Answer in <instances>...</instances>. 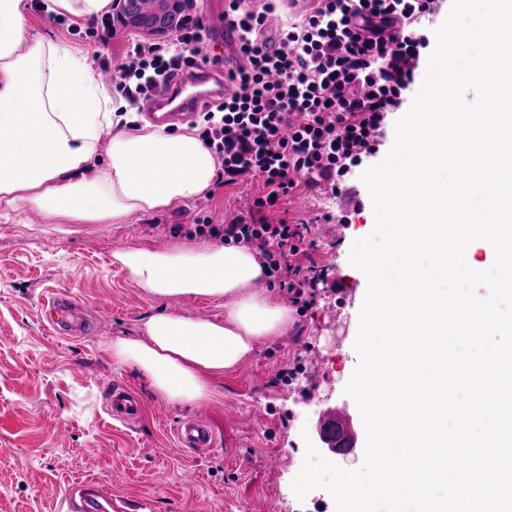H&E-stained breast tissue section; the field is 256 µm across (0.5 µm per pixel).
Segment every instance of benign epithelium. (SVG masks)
Returning a JSON list of instances; mask_svg holds the SVG:
<instances>
[{
	"instance_id": "obj_1",
	"label": "benign epithelium",
	"mask_w": 512,
	"mask_h": 512,
	"mask_svg": "<svg viewBox=\"0 0 512 512\" xmlns=\"http://www.w3.org/2000/svg\"><path fill=\"white\" fill-rule=\"evenodd\" d=\"M141 2L112 0V12L116 15L117 23L142 30L158 39L182 29L195 7V0H152L151 9L145 12Z\"/></svg>"
}]
</instances>
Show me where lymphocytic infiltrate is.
Here are the masks:
<instances>
[{
	"mask_svg": "<svg viewBox=\"0 0 512 512\" xmlns=\"http://www.w3.org/2000/svg\"><path fill=\"white\" fill-rule=\"evenodd\" d=\"M282 0H225L224 16L241 37V63L229 70L232 90L201 116L203 141L214 150L224 182L249 173L265 192L227 224H200L199 233L224 244L254 246L274 285L293 306L309 299L299 274L310 258L297 243V226L269 223L267 212L299 188L338 187L349 167L372 151L387 112L414 82L428 40L421 28L440 0H317L294 23L268 36V13ZM205 42L190 21L167 47L131 42L120 89L131 102L197 66Z\"/></svg>",
	"mask_w": 512,
	"mask_h": 512,
	"instance_id": "lymphocytic-infiltrate-1",
	"label": "lymphocytic infiltrate"
}]
</instances>
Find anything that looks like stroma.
<instances>
[{
    "instance_id": "35a3bbf8",
    "label": "stroma",
    "mask_w": 512,
    "mask_h": 512,
    "mask_svg": "<svg viewBox=\"0 0 512 512\" xmlns=\"http://www.w3.org/2000/svg\"><path fill=\"white\" fill-rule=\"evenodd\" d=\"M28 25L32 34L86 53L94 65L103 57L120 65L128 42L143 38L121 26L104 45L91 37V21L71 27L49 11L30 12ZM411 102L404 97L386 115L374 153L351 168L340 195L300 190L269 212L271 223L300 225L314 245L300 272L314 284L311 303L293 314L286 333L260 339L242 364L225 371L216 397L194 406L158 396L136 371L113 363L105 345L138 335L159 311L223 316V301L148 298L113 264L112 253L128 244L163 251L193 243L189 228L230 223L239 199L260 191L258 179L216 185L181 209L135 213L123 224H59L26 207L1 217L0 512H65V490L85 480L122 502H148V512H288L296 502L306 512H336L323 489L297 500L292 481L305 458L304 434H315L323 413L347 401L367 289L349 254L375 224L360 176L386 156ZM54 290L88 306L100 322L97 335L62 339L47 331L44 300ZM117 381L142 403L133 424L112 421L105 411V395ZM194 413L218 436L210 455L184 452L175 440L176 423ZM90 448L95 458H88Z\"/></svg>"
}]
</instances>
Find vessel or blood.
I'll use <instances>...</instances> for the list:
<instances>
[{
	"mask_svg": "<svg viewBox=\"0 0 512 512\" xmlns=\"http://www.w3.org/2000/svg\"><path fill=\"white\" fill-rule=\"evenodd\" d=\"M229 85L220 72L194 68L181 73L169 85L154 90L145 102L146 118L157 125H172L192 120L207 103H215L227 94ZM51 315L45 321L50 333L57 336L84 335L88 323L77 311L72 299L54 293L49 299ZM113 417L129 420L140 412L138 400L121 385H113L107 397ZM321 425L328 447L341 449L356 445V434L344 409H327ZM174 434L184 449L213 450L218 439L209 423L201 418L181 421ZM66 512H114L111 492L87 482L72 485L65 494Z\"/></svg>",
	"mask_w": 512,
	"mask_h": 512,
	"instance_id": "obj_1",
	"label": "vessel or blood"
}]
</instances>
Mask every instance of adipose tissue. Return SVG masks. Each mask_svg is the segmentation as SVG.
Masks as SVG:
<instances>
[{
	"label": "adipose tissue",
	"mask_w": 512,
	"mask_h": 512,
	"mask_svg": "<svg viewBox=\"0 0 512 512\" xmlns=\"http://www.w3.org/2000/svg\"><path fill=\"white\" fill-rule=\"evenodd\" d=\"M121 110L87 56L30 36L24 0H0V210L25 206L64 224H123L131 214L175 210L209 191L217 160L196 131L146 126L104 138ZM100 151L107 163L98 168L92 160ZM112 259L150 297L224 303L223 317L158 312L144 322L142 337L107 343L114 363L136 370L171 403L217 396V377L292 322L286 306L256 290L266 270L248 245L126 246Z\"/></svg>",
	"instance_id": "1"
}]
</instances>
